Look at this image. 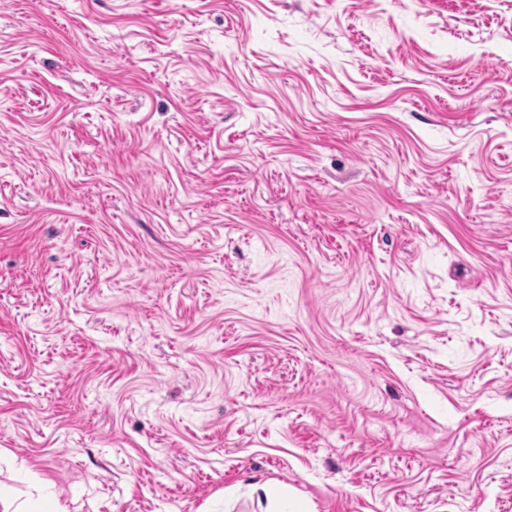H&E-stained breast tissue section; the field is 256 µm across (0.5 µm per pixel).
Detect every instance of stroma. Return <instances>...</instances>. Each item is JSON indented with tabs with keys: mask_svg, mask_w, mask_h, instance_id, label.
Masks as SVG:
<instances>
[{
	"mask_svg": "<svg viewBox=\"0 0 512 512\" xmlns=\"http://www.w3.org/2000/svg\"><path fill=\"white\" fill-rule=\"evenodd\" d=\"M258 483L512 512V0H0V484Z\"/></svg>",
	"mask_w": 512,
	"mask_h": 512,
	"instance_id": "35a3bbf8",
	"label": "stroma"
}]
</instances>
